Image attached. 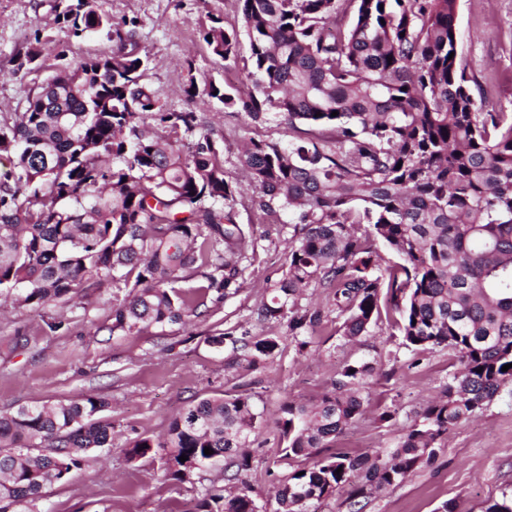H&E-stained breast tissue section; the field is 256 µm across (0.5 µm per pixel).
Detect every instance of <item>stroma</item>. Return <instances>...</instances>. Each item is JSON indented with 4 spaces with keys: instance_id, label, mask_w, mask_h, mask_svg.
Returning <instances> with one entry per match:
<instances>
[{
    "instance_id": "35a3bbf8",
    "label": "stroma",
    "mask_w": 512,
    "mask_h": 512,
    "mask_svg": "<svg viewBox=\"0 0 512 512\" xmlns=\"http://www.w3.org/2000/svg\"><path fill=\"white\" fill-rule=\"evenodd\" d=\"M53 5L54 0H0V116L23 111L29 89L52 72L58 51L78 62L112 50L104 34L76 39L58 32L42 69L13 75L15 55L36 31L50 28ZM98 6L115 18L138 17L136 39L150 58L147 85L171 110L197 112L223 138L224 170L239 188L235 221L249 225L252 243L239 290L187 324L151 326L128 336L104 333L113 304L126 295L118 288L87 289L66 304L0 311V412L87 393L108 401L112 421L111 447L92 452L66 482L48 486L33 512H183L205 486L223 478V464L204 468L194 482L174 484L165 480L160 456L131 461L126 450L136 439L163 435L191 402L236 391L252 394L262 414L249 480L264 512H273V488L295 466L278 447L276 422L286 401L316 400L331 390L341 365L372 363L371 404L339 445L355 455L385 456L439 395L458 366L456 357L445 348L412 352L385 320L366 336L347 340L337 331L342 319L329 289L317 282L306 288L298 307L321 310L320 323L295 330L285 318L259 321V308L288 268L294 227L287 215L267 217L253 208L240 153L251 138L282 140L283 127L276 115L254 123L215 101L187 100L181 91L190 72L201 84L230 79L244 85L245 67L225 70L198 36L210 12L225 25H239L236 0H98ZM457 31L458 56L475 81L483 111L512 112V0H458ZM54 320L63 323L56 332L47 327ZM218 330L235 337H278L279 352L249 371L228 367L231 344L218 348L209 342ZM385 411L392 412L391 420H381ZM506 490L512 491V385L450 430L431 462L367 498L363 512H437L447 501L454 512H482Z\"/></svg>"
}]
</instances>
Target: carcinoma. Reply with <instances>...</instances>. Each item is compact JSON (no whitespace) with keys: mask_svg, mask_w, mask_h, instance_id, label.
Segmentation results:
<instances>
[{"mask_svg":"<svg viewBox=\"0 0 512 512\" xmlns=\"http://www.w3.org/2000/svg\"><path fill=\"white\" fill-rule=\"evenodd\" d=\"M238 2L241 27L210 13L199 37L231 68L246 34L252 88H201L190 67L182 92L254 122L273 108L290 133L286 142L251 139L240 156L254 205L300 225L258 318L287 316L318 280L332 290L345 338L391 313L406 347L448 348L459 363L388 458L336 447L370 395L369 364L343 366L315 403L283 404V457L329 454L281 480L274 512H310L346 487L349 512H361V497L402 483L452 427L512 385V367L502 371L512 364V112L480 111L473 79L450 56L458 0ZM53 25L73 38L104 32L113 49L79 63L57 53L25 111L0 118V156L10 163L0 174V299L41 307L80 288H126L105 327L114 335L201 317L239 290L251 239L234 221L238 186L216 131L145 85L137 18L116 20L96 0H57ZM52 42L36 32L13 73L40 69ZM305 126L328 136L303 137ZM380 241L396 261L381 257ZM197 276L205 283L188 285ZM226 341L245 371L279 350L276 336L211 337L216 347ZM106 408L84 395L0 412V512H31L46 487L112 447ZM260 423L250 394L207 397L127 456L164 451L165 478L179 484L192 481L194 465L222 459L236 490L212 484L183 512H258L243 473ZM484 512H512V494Z\"/></svg>","mask_w":512,"mask_h":512,"instance_id":"1","label":"carcinoma"}]
</instances>
